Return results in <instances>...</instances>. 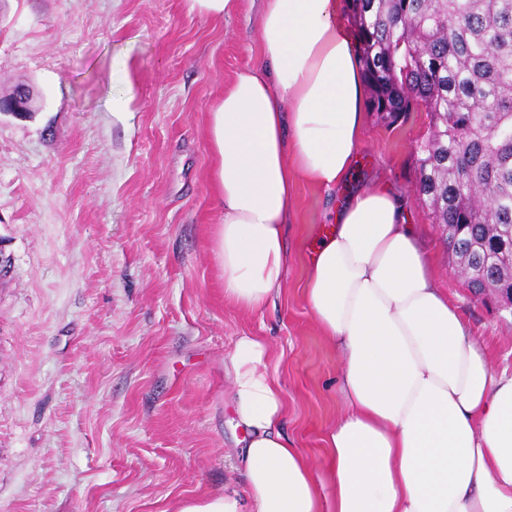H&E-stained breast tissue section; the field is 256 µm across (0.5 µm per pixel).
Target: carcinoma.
Here are the masks:
<instances>
[{"label":"carcinoma","instance_id":"1","mask_svg":"<svg viewBox=\"0 0 512 512\" xmlns=\"http://www.w3.org/2000/svg\"><path fill=\"white\" fill-rule=\"evenodd\" d=\"M368 111L429 115L416 191L476 295L512 305V0H348Z\"/></svg>","mask_w":512,"mask_h":512}]
</instances>
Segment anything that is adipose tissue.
I'll list each match as a JSON object with an SVG mask.
<instances>
[{"label": "adipose tissue", "instance_id": "adipose-tissue-1", "mask_svg": "<svg viewBox=\"0 0 512 512\" xmlns=\"http://www.w3.org/2000/svg\"><path fill=\"white\" fill-rule=\"evenodd\" d=\"M340 10L263 0L257 59L208 114L211 253L225 299L244 310L281 289L296 176L336 191L361 148L363 67ZM305 268L347 407L325 435L321 475L280 430L269 342L243 335L230 365L245 487L174 512H512V373L491 366L439 287L399 193L375 182L340 199Z\"/></svg>", "mask_w": 512, "mask_h": 512}]
</instances>
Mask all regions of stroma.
Wrapping results in <instances>:
<instances>
[{"label":"stroma","mask_w":512,"mask_h":512,"mask_svg":"<svg viewBox=\"0 0 512 512\" xmlns=\"http://www.w3.org/2000/svg\"><path fill=\"white\" fill-rule=\"evenodd\" d=\"M261 0L221 21L186 0H0V512H173L243 485L232 423L236 337H266L282 430L313 466L343 415L336 352L303 294L305 253L332 194L297 177L280 293L224 298L210 248L209 110L252 65ZM425 113L365 115L346 191L401 192L440 287L495 370L512 312L474 297L416 194ZM33 95L26 86L17 88L13 93L0 96V114L7 113L14 117L33 112Z\"/></svg>","instance_id":"obj_1"}]
</instances>
